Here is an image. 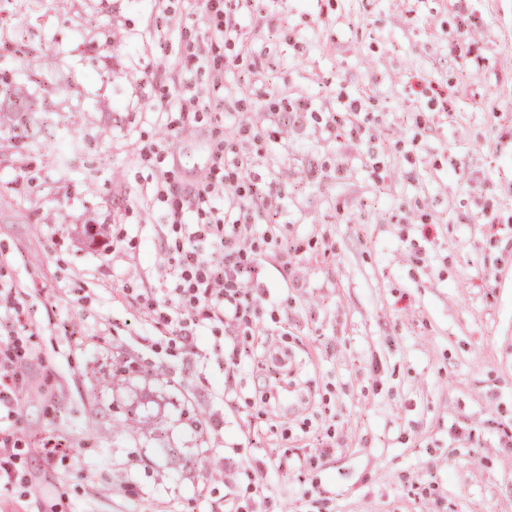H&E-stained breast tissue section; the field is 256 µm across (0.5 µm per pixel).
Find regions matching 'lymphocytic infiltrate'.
Masks as SVG:
<instances>
[{
    "instance_id": "lymphocytic-infiltrate-1",
    "label": "lymphocytic infiltrate",
    "mask_w": 512,
    "mask_h": 512,
    "mask_svg": "<svg viewBox=\"0 0 512 512\" xmlns=\"http://www.w3.org/2000/svg\"><path fill=\"white\" fill-rule=\"evenodd\" d=\"M246 155L233 154L224 163L228 189L198 180L185 188L167 212V222L185 226L188 249L168 259L164 319L184 345L195 342L201 325L219 324L225 335L250 329L260 319L256 288L265 262L258 253L256 225L266 205L280 201L281 189L271 181H252ZM205 215L209 234L186 224V213ZM203 309L202 322L192 312Z\"/></svg>"
}]
</instances>
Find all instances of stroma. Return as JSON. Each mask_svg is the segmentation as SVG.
I'll list each match as a JSON object with an SVG mask.
<instances>
[{
  "label": "stroma",
  "mask_w": 512,
  "mask_h": 512,
  "mask_svg": "<svg viewBox=\"0 0 512 512\" xmlns=\"http://www.w3.org/2000/svg\"><path fill=\"white\" fill-rule=\"evenodd\" d=\"M238 21L201 66L208 0L0 9L32 121L0 128V361L25 354L0 512H512V0ZM232 152L280 185L259 231L292 262L258 328L189 349L161 320L184 240L155 186Z\"/></svg>",
  "instance_id": "35a3bbf8"
}]
</instances>
